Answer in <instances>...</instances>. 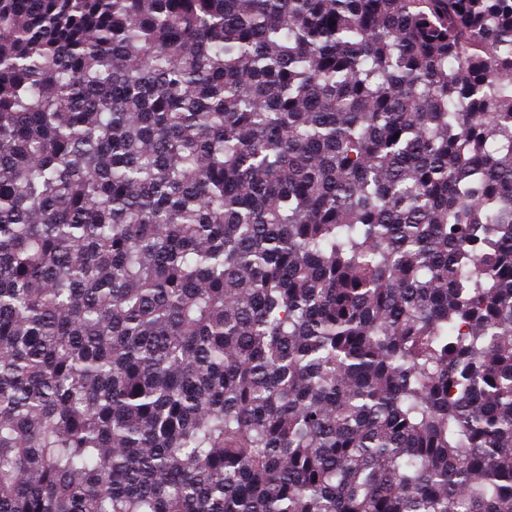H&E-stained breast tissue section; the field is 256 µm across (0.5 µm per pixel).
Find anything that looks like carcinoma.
<instances>
[{"label":"carcinoma","mask_w":512,"mask_h":512,"mask_svg":"<svg viewBox=\"0 0 512 512\" xmlns=\"http://www.w3.org/2000/svg\"><path fill=\"white\" fill-rule=\"evenodd\" d=\"M0 512H512V0H0Z\"/></svg>","instance_id":"obj_1"}]
</instances>
